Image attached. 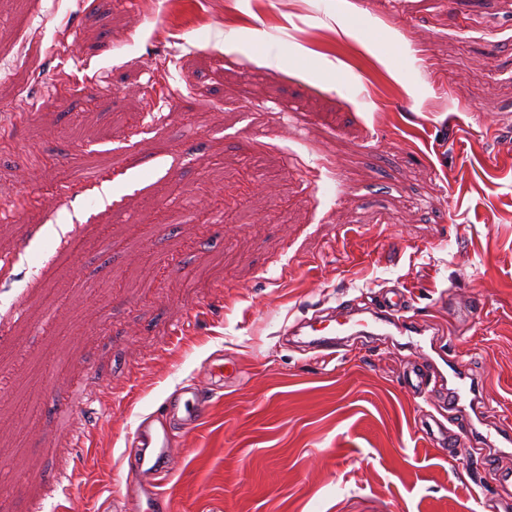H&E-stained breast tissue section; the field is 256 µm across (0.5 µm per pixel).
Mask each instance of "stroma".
I'll return each mask as SVG.
<instances>
[{"instance_id":"35a3bbf8","label":"stroma","mask_w":512,"mask_h":512,"mask_svg":"<svg viewBox=\"0 0 512 512\" xmlns=\"http://www.w3.org/2000/svg\"><path fill=\"white\" fill-rule=\"evenodd\" d=\"M2 52L0 195L42 196L0 221V512L66 491L113 512L129 432L218 358L243 374L175 432L171 512L512 498V0H0ZM34 142L54 160L35 173ZM96 155L111 193L72 178ZM211 175L222 223L163 222ZM391 287L424 335L347 336L332 360L282 335ZM200 301L212 322L156 358ZM148 357L125 409L102 407ZM455 363L481 387L452 409ZM409 365L432 366L425 393ZM431 403L475 442L434 447Z\"/></svg>"}]
</instances>
